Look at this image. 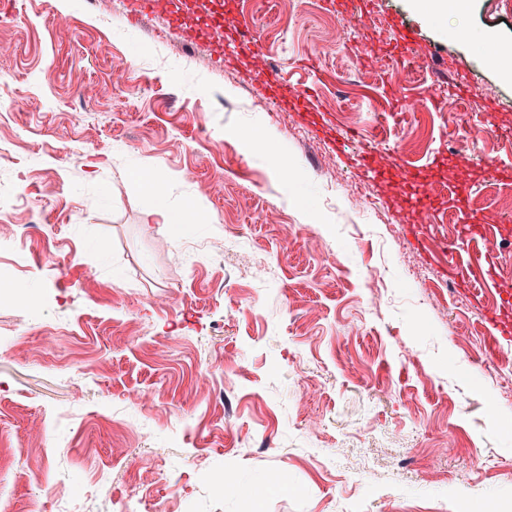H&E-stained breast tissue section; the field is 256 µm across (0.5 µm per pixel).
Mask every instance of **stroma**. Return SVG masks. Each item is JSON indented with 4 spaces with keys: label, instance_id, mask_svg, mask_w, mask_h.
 Returning <instances> with one entry per match:
<instances>
[{
    "label": "stroma",
    "instance_id": "35a3bbf8",
    "mask_svg": "<svg viewBox=\"0 0 512 512\" xmlns=\"http://www.w3.org/2000/svg\"><path fill=\"white\" fill-rule=\"evenodd\" d=\"M229 2L315 124L266 99L253 60L163 17L0 0V260L21 259L36 304L0 298V512L57 496L116 512L137 493L166 512H512V327L490 319L512 281V182L495 173L512 78L493 54L512 0L448 19L410 0ZM405 40L421 49L406 82L364 66ZM443 91L457 120L429 101ZM368 142L466 181V202L442 194L416 223L358 168ZM150 177L202 223H148ZM235 234L245 250L197 256Z\"/></svg>",
    "mask_w": 512,
    "mask_h": 512
}]
</instances>
